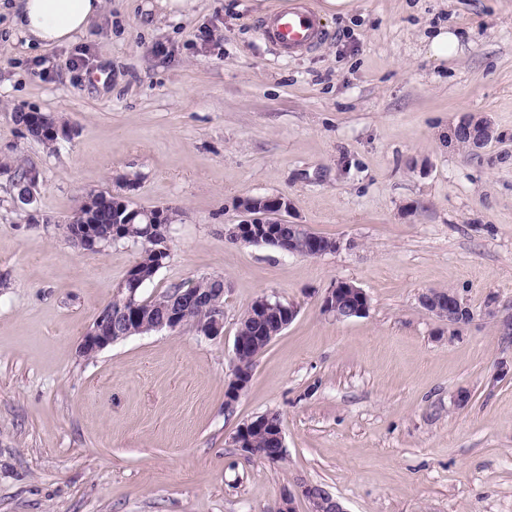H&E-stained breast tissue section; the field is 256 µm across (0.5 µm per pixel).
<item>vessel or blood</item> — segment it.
<instances>
[{
    "instance_id": "vessel-or-blood-1",
    "label": "vessel or blood",
    "mask_w": 512,
    "mask_h": 512,
    "mask_svg": "<svg viewBox=\"0 0 512 512\" xmlns=\"http://www.w3.org/2000/svg\"><path fill=\"white\" fill-rule=\"evenodd\" d=\"M256 29L261 39L284 57L311 51L324 36L318 15L302 0L260 18Z\"/></svg>"
}]
</instances>
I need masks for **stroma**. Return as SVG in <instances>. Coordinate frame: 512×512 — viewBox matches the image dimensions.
<instances>
[{
	"mask_svg": "<svg viewBox=\"0 0 512 512\" xmlns=\"http://www.w3.org/2000/svg\"><path fill=\"white\" fill-rule=\"evenodd\" d=\"M288 2L105 0L75 41L42 48L0 0V159L39 173L35 224L0 174V512H273L299 483L347 512H512V334L485 314L492 296L512 313V0H356L345 16L309 0L326 35L284 58L255 22ZM443 27L458 52L437 62L425 45ZM29 111L66 123L55 150L13 123ZM471 113L503 136L475 155L453 137ZM91 190L179 209L141 296L223 277V336L82 356L138 256L72 246ZM246 195L286 197L289 223L339 249L231 243ZM341 280L366 315L322 314ZM448 289L473 313L459 328L419 303ZM262 295L298 313L228 411L238 323ZM268 412L278 464L233 442Z\"/></svg>",
	"mask_w": 512,
	"mask_h": 512,
	"instance_id": "obj_1",
	"label": "stroma"
}]
</instances>
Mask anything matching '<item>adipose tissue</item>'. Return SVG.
I'll return each instance as SVG.
<instances>
[{"label":"adipose tissue","mask_w":512,"mask_h":512,"mask_svg":"<svg viewBox=\"0 0 512 512\" xmlns=\"http://www.w3.org/2000/svg\"><path fill=\"white\" fill-rule=\"evenodd\" d=\"M15 18L28 42L64 45L82 34L104 8V0H14Z\"/></svg>","instance_id":"1"}]
</instances>
